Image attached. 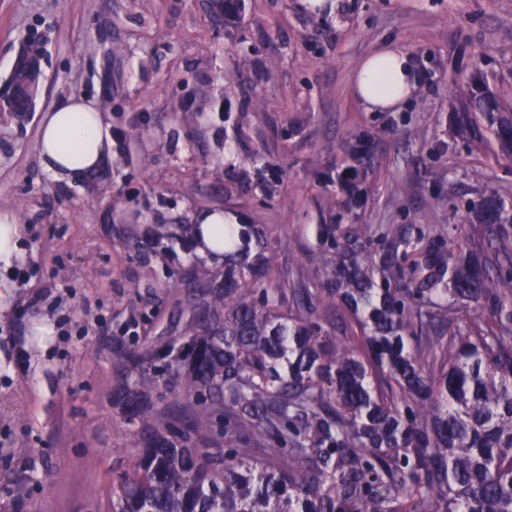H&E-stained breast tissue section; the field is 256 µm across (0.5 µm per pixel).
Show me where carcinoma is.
<instances>
[{
    "mask_svg": "<svg viewBox=\"0 0 512 512\" xmlns=\"http://www.w3.org/2000/svg\"><path fill=\"white\" fill-rule=\"evenodd\" d=\"M471 84L456 134L511 160L512 104ZM343 162L324 274L274 271L269 228L230 224L224 276L183 278L179 334L120 354L112 404L135 442L112 512H512V202L467 205L486 228L471 247L404 235L376 268L367 225L342 223L374 156L350 144ZM338 308L344 342L320 324Z\"/></svg>",
    "mask_w": 512,
    "mask_h": 512,
    "instance_id": "cac0c4a2",
    "label": "carcinoma"
}]
</instances>
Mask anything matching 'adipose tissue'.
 I'll use <instances>...</instances> for the list:
<instances>
[{"instance_id": "ef3b65f1", "label": "adipose tissue", "mask_w": 512, "mask_h": 512, "mask_svg": "<svg viewBox=\"0 0 512 512\" xmlns=\"http://www.w3.org/2000/svg\"><path fill=\"white\" fill-rule=\"evenodd\" d=\"M426 82L419 62L386 45L368 55L354 75V94L369 112H395ZM103 115L84 98L70 97L45 116L39 131L44 163L56 177L75 178L100 168L112 152L103 135Z\"/></svg>"}]
</instances>
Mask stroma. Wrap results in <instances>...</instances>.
I'll list each match as a JSON object with an SVG mask.
<instances>
[{
	"label": "stroma",
	"mask_w": 512,
	"mask_h": 512,
	"mask_svg": "<svg viewBox=\"0 0 512 512\" xmlns=\"http://www.w3.org/2000/svg\"><path fill=\"white\" fill-rule=\"evenodd\" d=\"M337 4L242 0L229 33L215 0H0V209L25 229L28 274L0 303V512H112L132 442L112 405L117 352L171 326L185 269H222L180 225L215 211L268 225L275 267L315 271L336 154L358 137L380 165L358 210L373 260L401 234L482 237L467 202L512 200V160L448 126L473 71L512 99V0ZM388 43L427 81L403 110L369 112L353 75ZM26 51L38 81L17 112L5 95ZM74 95L104 112L112 154L67 182L38 132Z\"/></svg>",
	"instance_id": "stroma-1"
}]
</instances>
